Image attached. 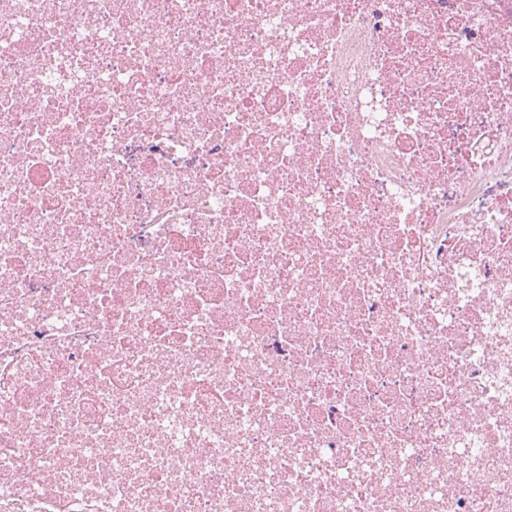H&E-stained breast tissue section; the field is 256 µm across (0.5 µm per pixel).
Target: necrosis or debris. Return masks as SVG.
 <instances>
[{
	"instance_id": "necrosis-or-debris-1",
	"label": "necrosis or debris",
	"mask_w": 512,
	"mask_h": 512,
	"mask_svg": "<svg viewBox=\"0 0 512 512\" xmlns=\"http://www.w3.org/2000/svg\"><path fill=\"white\" fill-rule=\"evenodd\" d=\"M0 512H512V0H0Z\"/></svg>"
}]
</instances>
